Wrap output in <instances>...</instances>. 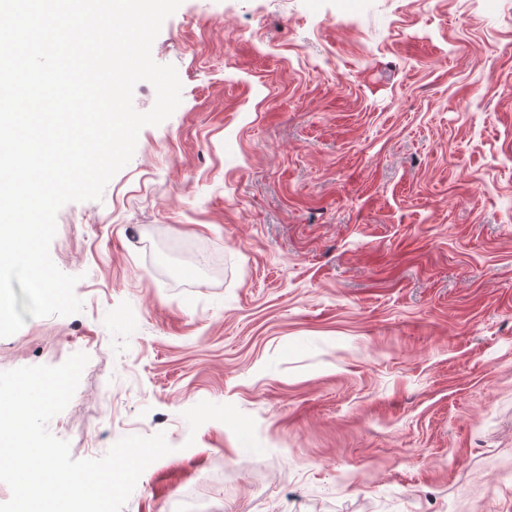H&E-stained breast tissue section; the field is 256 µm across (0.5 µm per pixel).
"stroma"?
Returning a JSON list of instances; mask_svg holds the SVG:
<instances>
[{"label":"stroma","instance_id":"obj_1","mask_svg":"<svg viewBox=\"0 0 512 512\" xmlns=\"http://www.w3.org/2000/svg\"><path fill=\"white\" fill-rule=\"evenodd\" d=\"M181 103L50 254L49 423L165 433L122 512H512V0H182Z\"/></svg>","mask_w":512,"mask_h":512}]
</instances>
